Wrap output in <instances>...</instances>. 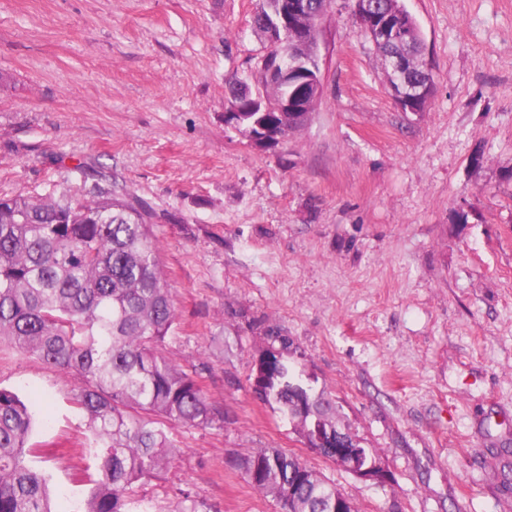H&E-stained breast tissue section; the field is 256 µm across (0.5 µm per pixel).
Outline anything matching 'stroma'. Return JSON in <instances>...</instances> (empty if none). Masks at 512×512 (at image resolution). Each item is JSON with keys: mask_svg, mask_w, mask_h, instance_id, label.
I'll list each match as a JSON object with an SVG mask.
<instances>
[{"mask_svg": "<svg viewBox=\"0 0 512 512\" xmlns=\"http://www.w3.org/2000/svg\"><path fill=\"white\" fill-rule=\"evenodd\" d=\"M433 71L401 111L350 0L322 24L324 95L303 130L258 148L224 112L266 53L256 0H0V196H80L83 171L153 214L177 327L220 428L169 430L171 469L135 512H280L238 460L295 453L359 512H512V0H405ZM336 401L385 485L311 452L252 392L268 331ZM224 339L214 352L212 337ZM74 375L0 342V387L32 403L29 463L56 512L91 484Z\"/></svg>", "mask_w": 512, "mask_h": 512, "instance_id": "1", "label": "stroma"}]
</instances>
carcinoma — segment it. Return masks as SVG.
I'll list each match as a JSON object with an SVG mask.
<instances>
[{
    "instance_id": "carcinoma-1",
    "label": "carcinoma",
    "mask_w": 512,
    "mask_h": 512,
    "mask_svg": "<svg viewBox=\"0 0 512 512\" xmlns=\"http://www.w3.org/2000/svg\"><path fill=\"white\" fill-rule=\"evenodd\" d=\"M280 0H258L264 18ZM84 199L0 198V341L75 375L76 404L98 451L83 512H132L131 492L168 471L173 424L221 427L224 409L197 381V368L171 362L162 348L178 316L164 278L148 211L123 184L92 183ZM263 349L269 371L260 400L286 416L302 438L336 429V403L325 392L295 394L288 353ZM32 415L15 392L0 388V512H53L46 476L27 463ZM239 469L281 512H319L336 485L294 454L260 449ZM302 479V507L288 506V483Z\"/></svg>"
}]
</instances>
